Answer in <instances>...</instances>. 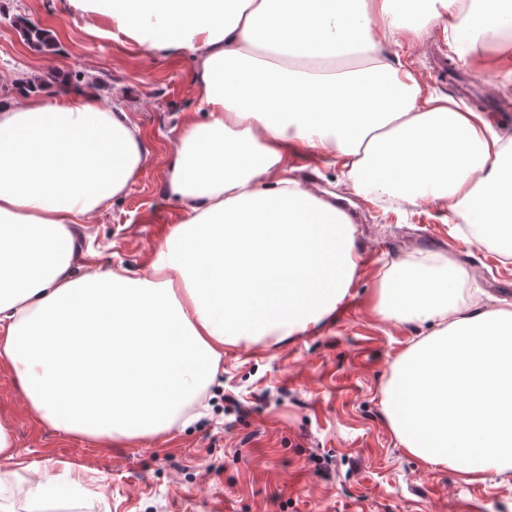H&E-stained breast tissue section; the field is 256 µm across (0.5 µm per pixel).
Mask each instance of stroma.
Returning <instances> with one entry per match:
<instances>
[{"mask_svg": "<svg viewBox=\"0 0 512 512\" xmlns=\"http://www.w3.org/2000/svg\"><path fill=\"white\" fill-rule=\"evenodd\" d=\"M21 18L50 31L54 53L29 46ZM382 54L437 94L461 98L460 86H476L465 105L479 112L491 100L498 110L488 122L512 132L511 73L459 61L457 78H433L434 61L454 54L442 27L411 48L384 40ZM194 71L190 54L140 47L110 19L69 0H0V103L18 98L21 78L49 83L65 72L103 102L123 106L145 134L141 174L78 231V272L112 263L146 275L182 220L166 174L183 124L197 116ZM289 165L291 178L316 194H337L344 185L341 168L310 156ZM350 202L366 262L336 313L283 343L225 348L203 393L205 415L165 437L94 444L55 432L31 413L0 365V423L14 445L0 512H512V477L468 483L400 448L383 412V385L397 355L430 329L399 326L373 310L380 278L405 255L432 251L470 269L463 297L482 305L512 302V263L485 244H462L435 203L402 209L373 196ZM66 465L100 478V486L41 501L39 476Z\"/></svg>", "mask_w": 512, "mask_h": 512, "instance_id": "obj_1", "label": "stroma"}]
</instances>
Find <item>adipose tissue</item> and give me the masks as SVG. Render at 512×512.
<instances>
[{
    "instance_id": "obj_1",
    "label": "adipose tissue",
    "mask_w": 512,
    "mask_h": 512,
    "mask_svg": "<svg viewBox=\"0 0 512 512\" xmlns=\"http://www.w3.org/2000/svg\"><path fill=\"white\" fill-rule=\"evenodd\" d=\"M135 43L197 61L203 120L188 123L167 188L185 207L148 275L74 271L77 229L140 175L142 129L76 88L0 105V362L29 408L89 441L147 440L196 410L225 347L280 343L326 321L363 265L350 217L290 178L306 154L350 190L440 202L512 261V136L381 57L446 25L460 59L495 43L512 61V0H71ZM339 45L370 73L336 76ZM272 50L265 66L256 50ZM235 78H227V65ZM469 273L432 253L392 263L376 312L433 325L394 360L383 409L400 445L469 481L512 476V309L467 303Z\"/></svg>"
}]
</instances>
